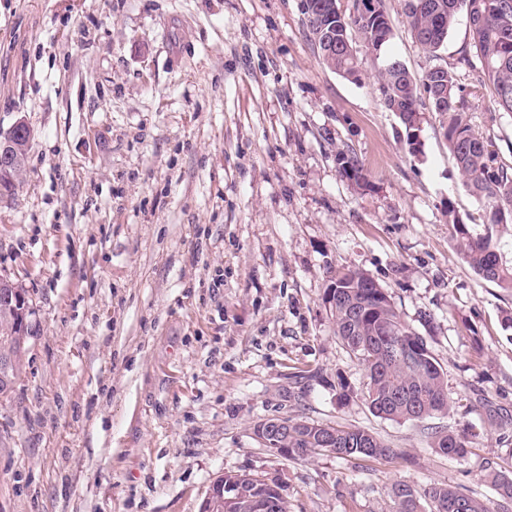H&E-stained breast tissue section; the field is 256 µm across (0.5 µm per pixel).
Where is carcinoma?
<instances>
[{"mask_svg": "<svg viewBox=\"0 0 512 512\" xmlns=\"http://www.w3.org/2000/svg\"><path fill=\"white\" fill-rule=\"evenodd\" d=\"M491 6L483 24L471 27L474 47L480 58L482 81L493 85L498 106L512 112V0H404L405 18L422 48L436 53L452 29L456 17L468 12L467 5ZM310 40L323 64L342 77L358 80V57L351 31H356L363 46L374 48L379 67L378 91L385 109L398 114L407 144L413 154L422 153L423 143L413 146L410 132L418 130L421 119L417 86H422L431 111L442 117V129L456 166L469 192L484 207L486 225L492 229L512 224V164L497 160L493 141L478 131L464 112L454 68L435 65L416 79L396 56L386 52L392 38L387 23L385 0H352L341 9V0H300ZM339 174L351 185L365 190L370 182L356 155L347 150L336 155ZM452 234L465 262L481 278L512 289V262L503 260L492 243V232L473 234L459 220L453 205ZM325 301L330 305L336 336L364 367L363 398L369 411L380 418L423 420L451 410L445 373L429 350L426 340L402 321L383 286L367 271L343 268L329 272ZM363 310L361 318L351 320L354 307ZM21 319L13 301L0 297V354L11 355L15 365L9 382L0 386V397L8 396L23 373V355L28 338L35 335L30 321L27 335L21 336ZM407 343L414 356L393 358L388 347ZM431 447L453 459L469 453V434L452 428L434 427ZM327 455L340 459H379L393 450L372 433L357 427L298 419L288 426V456ZM491 484L499 501L512 503V471L492 470ZM224 484L238 487L240 502L224 503V512H288L282 486L241 477L224 476ZM389 497L394 512H421L416 490L395 482ZM430 512H491L485 502L448 484H432L424 490ZM450 504L460 508L453 511Z\"/></svg>", "mask_w": 512, "mask_h": 512, "instance_id": "carcinoma-1", "label": "carcinoma"}]
</instances>
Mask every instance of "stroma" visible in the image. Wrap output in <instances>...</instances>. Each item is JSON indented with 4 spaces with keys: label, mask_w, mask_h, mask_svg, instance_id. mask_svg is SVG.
Returning <instances> with one entry per match:
<instances>
[{
    "label": "stroma",
    "mask_w": 512,
    "mask_h": 512,
    "mask_svg": "<svg viewBox=\"0 0 512 512\" xmlns=\"http://www.w3.org/2000/svg\"><path fill=\"white\" fill-rule=\"evenodd\" d=\"M388 53L415 76L472 52L458 15L437 56L385 0ZM353 82L320 61L299 0H0V127L34 136L0 201V277L38 332L0 399V512H200L231 473L278 480L288 512H392L391 483L490 505L512 466V290L464 262L447 206L484 233L440 117L412 155L358 48ZM463 67L462 104L512 163V112ZM352 150L370 183L343 179ZM387 289L442 366L450 415L374 416L338 340L327 272ZM434 315L424 326L420 314ZM354 398L339 402L336 378ZM303 415L372 431L391 457L296 460L254 424ZM473 432L463 460L432 427Z\"/></svg>",
    "instance_id": "1"
}]
</instances>
